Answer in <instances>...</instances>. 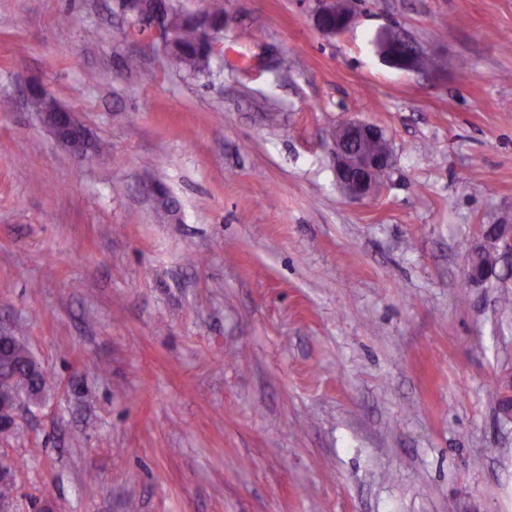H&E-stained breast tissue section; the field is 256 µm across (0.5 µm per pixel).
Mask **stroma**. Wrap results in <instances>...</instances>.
Masks as SVG:
<instances>
[{
    "label": "stroma",
    "instance_id": "obj_1",
    "mask_svg": "<svg viewBox=\"0 0 512 512\" xmlns=\"http://www.w3.org/2000/svg\"><path fill=\"white\" fill-rule=\"evenodd\" d=\"M172 2L223 4L231 66L188 76L117 0H0V325L48 383L0 441L16 512H512V281L464 280L512 219V0H348L336 36L313 0ZM394 25L444 67L384 64ZM346 119L391 143L370 201ZM314 4L313 20L323 34L334 36L350 26L352 12L349 8V12L345 11L341 0H315ZM328 18H336L335 27L325 22ZM56 101L55 98L51 100L36 98L32 102V106L37 112H54L53 115H58L57 120L53 121V119L48 117L45 113L38 114L41 122L51 130L58 143L73 154L82 156L83 152L80 151L78 147L74 132H81L85 127L73 109L60 104V112H55ZM335 131L331 135V153L340 188L351 199H371L392 163L388 141L380 138L383 131L361 120L343 121ZM363 140L373 141L375 149H359L357 143ZM481 237L484 242H494L498 251L512 256V226L510 224L483 225Z\"/></svg>",
    "mask_w": 512,
    "mask_h": 512
}]
</instances>
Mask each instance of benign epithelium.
<instances>
[{
	"label": "benign epithelium",
	"mask_w": 512,
	"mask_h": 512,
	"mask_svg": "<svg viewBox=\"0 0 512 512\" xmlns=\"http://www.w3.org/2000/svg\"><path fill=\"white\" fill-rule=\"evenodd\" d=\"M125 13L142 22L151 34L167 49L174 41V29L167 16L146 10L142 0H126ZM313 20L316 27L326 35H337L346 30L352 16L345 11L341 0H314ZM379 55L387 65L407 71L422 70V62L428 57L426 49L408 35L393 28H386L377 37ZM41 122L53 133L55 139L73 154L81 156L74 132L84 129L77 113L60 106L58 118L39 115ZM382 130L376 125L361 120H346L336 126L331 135L332 158L336 180L343 193L354 200L374 197L382 178L391 167L392 155L388 141L381 139ZM483 241H491L499 251L512 256V226L509 224H487L481 228ZM481 246L471 249L465 264V273L472 282L487 279L488 271L475 267ZM22 399H0V436L7 435L18 427L19 407Z\"/></svg>",
	"instance_id": "benign-epithelium-1"
}]
</instances>
